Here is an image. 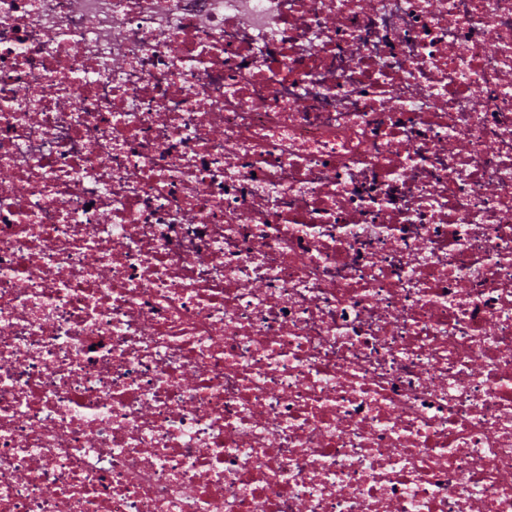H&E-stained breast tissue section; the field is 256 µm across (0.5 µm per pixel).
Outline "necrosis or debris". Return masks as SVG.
Returning <instances> with one entry per match:
<instances>
[{"mask_svg": "<svg viewBox=\"0 0 512 512\" xmlns=\"http://www.w3.org/2000/svg\"><path fill=\"white\" fill-rule=\"evenodd\" d=\"M0 512H512V0H0Z\"/></svg>", "mask_w": 512, "mask_h": 512, "instance_id": "4bbe7bcc", "label": "necrosis or debris"}]
</instances>
